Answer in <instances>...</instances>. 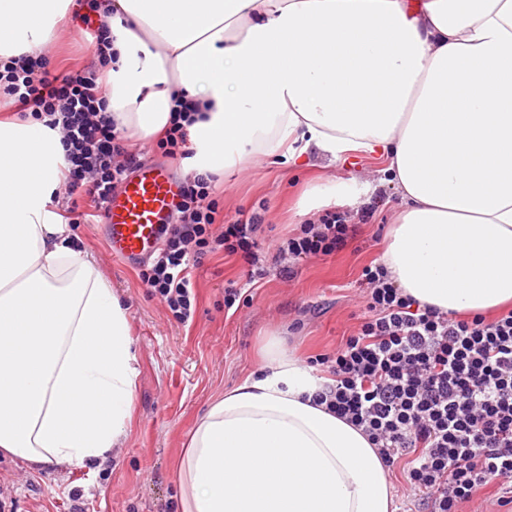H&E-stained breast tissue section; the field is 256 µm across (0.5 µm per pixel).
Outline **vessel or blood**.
<instances>
[{
    "instance_id": "vessel-or-blood-1",
    "label": "vessel or blood",
    "mask_w": 512,
    "mask_h": 512,
    "mask_svg": "<svg viewBox=\"0 0 512 512\" xmlns=\"http://www.w3.org/2000/svg\"><path fill=\"white\" fill-rule=\"evenodd\" d=\"M178 182L165 167L146 163L123 182L103 216L113 257L134 266L157 252Z\"/></svg>"
}]
</instances>
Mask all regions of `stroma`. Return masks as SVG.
<instances>
[{"instance_id": "1", "label": "stroma", "mask_w": 512, "mask_h": 512, "mask_svg": "<svg viewBox=\"0 0 512 512\" xmlns=\"http://www.w3.org/2000/svg\"><path fill=\"white\" fill-rule=\"evenodd\" d=\"M90 57L89 36L67 21L53 40L52 69L74 74ZM355 161L347 168L317 155L295 165L256 158L221 175L216 189L225 215L262 213L273 239L297 228L299 206L313 189L332 192L337 179L354 175L370 188L367 203L350 212L358 233L347 246L300 262L291 279L271 274L251 289L250 304L233 314L224 309V290L245 281L236 258L218 250L194 268L196 310L192 322L182 324L145 288L140 267L112 258L100 223L78 225L79 249L110 279L131 318L138 375L127 436L103 466L66 472L33 470L1 453L5 512H65L75 491L89 500V512H178V464L197 419L226 389L260 369L266 341L277 338L305 362L334 353L357 327L363 312L358 281L365 266L382 261L401 201L381 181L383 158L359 155Z\"/></svg>"}]
</instances>
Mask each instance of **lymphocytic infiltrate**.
I'll list each match as a JSON object with an SVG mask.
<instances>
[{
	"mask_svg": "<svg viewBox=\"0 0 512 512\" xmlns=\"http://www.w3.org/2000/svg\"><path fill=\"white\" fill-rule=\"evenodd\" d=\"M91 36V60L76 74H54L48 55L0 62V92L16 111L58 130L66 148L63 185L94 218L141 156L127 147L107 110L99 74L112 59V32L98 17L100 0H77ZM192 101L180 103L157 146L180 162L191 158L186 124ZM261 214L225 218L216 177L192 172L180 181L171 224L143 282L178 322L196 307L192 270L215 250L239 257L247 284L271 272L289 278L304 259L346 245L354 225L334 210L263 246ZM364 311L357 331L335 353L315 358L326 406L366 435L386 467L401 465L405 490L429 512H459L492 481H512V308L494 317L459 315L404 294L385 264L368 266L360 282Z\"/></svg>",
	"mask_w": 512,
	"mask_h": 512,
	"instance_id": "1",
	"label": "lymphocytic infiltrate"
}]
</instances>
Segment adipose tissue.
<instances>
[{"instance_id":"obj_1","label":"adipose tissue","mask_w":512,"mask_h":512,"mask_svg":"<svg viewBox=\"0 0 512 512\" xmlns=\"http://www.w3.org/2000/svg\"><path fill=\"white\" fill-rule=\"evenodd\" d=\"M72 0H0V58L35 55ZM118 130L158 138L175 102L194 170L260 154L386 159L402 201L383 260L444 312L512 301V0H103ZM64 147L0 122V451L31 469L101 462L124 439L136 356L125 303L50 203ZM214 401L179 468L181 512H395L361 431L311 403L278 343Z\"/></svg>"}]
</instances>
